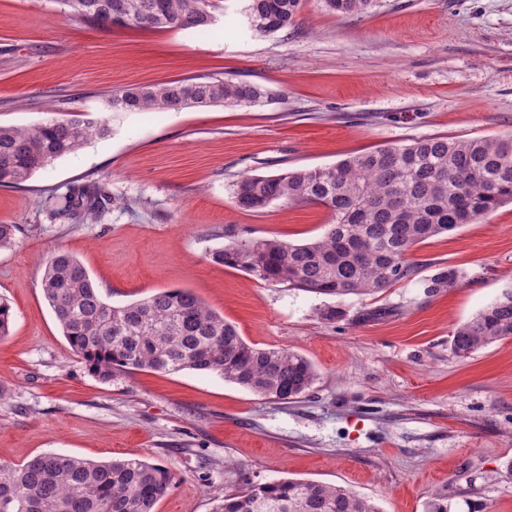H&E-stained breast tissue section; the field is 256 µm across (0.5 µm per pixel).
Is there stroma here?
<instances>
[{"label":"stroma","instance_id":"stroma-1","mask_svg":"<svg viewBox=\"0 0 512 512\" xmlns=\"http://www.w3.org/2000/svg\"><path fill=\"white\" fill-rule=\"evenodd\" d=\"M208 35L70 20L61 0H0V124L90 112L111 134L0 187V465L39 453L142 458L173 482L155 512H214L248 484L295 479L349 489L379 512H512V338L456 357L455 327L512 287V203L417 245L413 280L328 297L266 285L210 260L233 241L320 237L323 207L237 208L245 175L324 167L421 137L512 135V0H376L359 16L302 0L294 29L253 33L247 0H216ZM264 87L254 105L112 112L111 93L184 78ZM106 184L98 220L55 218L52 194ZM65 252L120 306L188 288L258 348H288L317 377L290 401L218 375L135 371L99 381L44 298ZM456 269L458 287L420 283ZM344 312L330 323L324 307Z\"/></svg>","mask_w":512,"mask_h":512}]
</instances>
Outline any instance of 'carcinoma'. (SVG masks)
Segmentation results:
<instances>
[{"instance_id":"obj_1","label":"carcinoma","mask_w":512,"mask_h":512,"mask_svg":"<svg viewBox=\"0 0 512 512\" xmlns=\"http://www.w3.org/2000/svg\"><path fill=\"white\" fill-rule=\"evenodd\" d=\"M69 18L112 26L203 34L214 22L213 0H63ZM341 15L361 14L374 0H324ZM301 0H249L252 31L271 35L295 25ZM155 20L146 24L143 19ZM267 96L251 82L190 78L112 93L113 112L179 111L192 106L252 105ZM109 123L89 113L39 124L0 126V187H18L55 159L76 153L91 139L109 136ZM232 199L260 212L277 200L325 207L333 222L310 242L278 238L231 242L209 254L268 285L342 297L379 293L409 280L413 248L512 201V135L505 139L424 137L382 145L329 167L297 168L273 176H247ZM53 210L75 217L101 215L112 196L100 184L74 186L51 196ZM460 275L443 269L423 280L428 292L455 288ZM42 290L63 336L93 375L109 382L119 373L195 370L220 375L261 397L292 400L309 390L316 370L287 348L248 344L224 316L190 290L165 289L113 306L105 302L84 266L67 253L51 254ZM512 338V288L455 328L450 347L467 357ZM172 483L170 471L139 458L98 463L40 453L0 466V512H154ZM379 512L347 489L318 482L279 480L228 495L216 512Z\"/></svg>"}]
</instances>
